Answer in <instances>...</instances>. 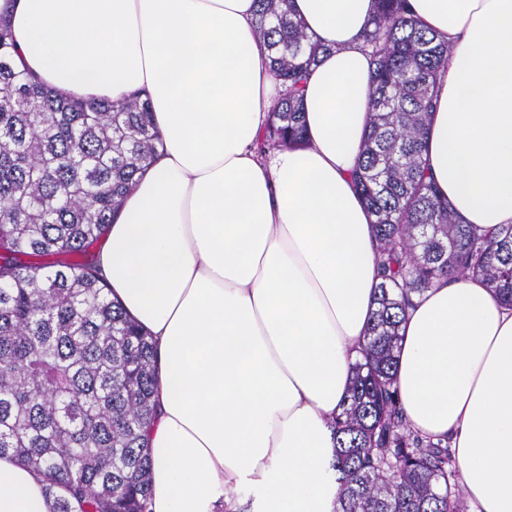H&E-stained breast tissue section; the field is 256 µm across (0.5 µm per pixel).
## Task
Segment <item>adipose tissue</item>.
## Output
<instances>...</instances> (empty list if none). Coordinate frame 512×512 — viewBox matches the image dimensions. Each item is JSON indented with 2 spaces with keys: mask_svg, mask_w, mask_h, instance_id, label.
<instances>
[{
  "mask_svg": "<svg viewBox=\"0 0 512 512\" xmlns=\"http://www.w3.org/2000/svg\"><path fill=\"white\" fill-rule=\"evenodd\" d=\"M453 58L429 174L466 223L512 224V0H408ZM326 50L305 143L258 155L276 79L254 0H0L15 61L85 101L146 91L163 146L98 253L149 333L159 379L152 512H334L330 418L368 332L372 215L352 180L369 120L376 0H291ZM411 427L447 439L470 512H512V307L476 277L436 281L403 324ZM0 457V512H51Z\"/></svg>",
  "mask_w": 512,
  "mask_h": 512,
  "instance_id": "adipose-tissue-1",
  "label": "adipose tissue"
}]
</instances>
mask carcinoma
Returning <instances> with one entry per match:
<instances>
[{
	"mask_svg": "<svg viewBox=\"0 0 512 512\" xmlns=\"http://www.w3.org/2000/svg\"><path fill=\"white\" fill-rule=\"evenodd\" d=\"M283 87L259 151L306 140L303 88L325 46L290 0H255ZM368 128L353 173L373 215L382 282L369 336L333 417L336 512H465L444 440L405 422L396 384L412 297L477 276L512 306V225L480 234L440 195L428 128L453 50L407 0H378L364 36ZM0 15V456L36 472L53 512H151L156 352L112 299L91 249L162 141L139 92L84 103L18 70Z\"/></svg>",
	"mask_w": 512,
	"mask_h": 512,
	"instance_id": "obj_1",
	"label": "carcinoma"
}]
</instances>
